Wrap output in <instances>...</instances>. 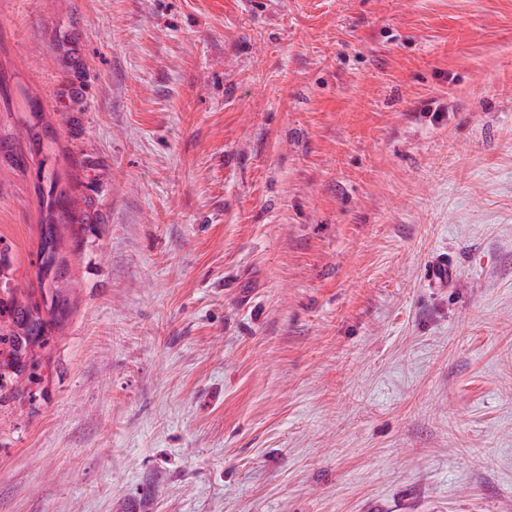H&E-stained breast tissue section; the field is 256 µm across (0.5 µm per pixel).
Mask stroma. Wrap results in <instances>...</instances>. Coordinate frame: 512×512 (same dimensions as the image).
<instances>
[{"label": "stroma", "instance_id": "35a3bbf8", "mask_svg": "<svg viewBox=\"0 0 512 512\" xmlns=\"http://www.w3.org/2000/svg\"><path fill=\"white\" fill-rule=\"evenodd\" d=\"M1 71L0 512H512V0H0Z\"/></svg>", "mask_w": 512, "mask_h": 512}]
</instances>
